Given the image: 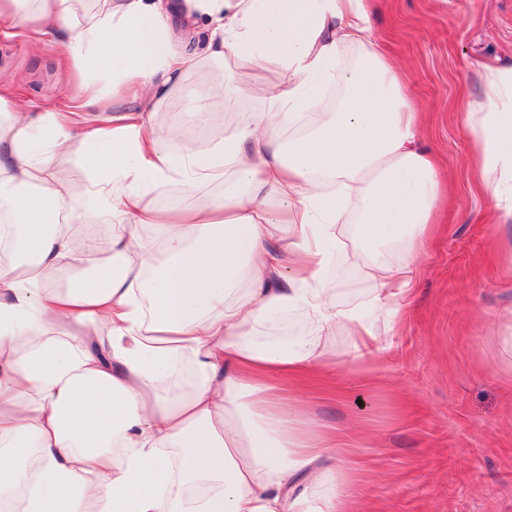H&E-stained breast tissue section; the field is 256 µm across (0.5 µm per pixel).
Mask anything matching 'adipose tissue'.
<instances>
[{
  "label": "adipose tissue",
  "mask_w": 512,
  "mask_h": 512,
  "mask_svg": "<svg viewBox=\"0 0 512 512\" xmlns=\"http://www.w3.org/2000/svg\"><path fill=\"white\" fill-rule=\"evenodd\" d=\"M0 20L57 38L83 79L63 110L0 95V508L349 512L350 479L318 466L330 440L295 430L277 381L334 384L339 328L355 358L381 350L448 187L367 0H0ZM194 64L201 123L231 94L267 108L167 151L153 118ZM269 66L280 81L257 84ZM465 124L510 223L512 65L485 66ZM342 255L367 305L337 302Z\"/></svg>",
  "instance_id": "ef3b65f1"
}]
</instances>
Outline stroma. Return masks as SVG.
<instances>
[{
    "label": "stroma",
    "instance_id": "1",
    "mask_svg": "<svg viewBox=\"0 0 512 512\" xmlns=\"http://www.w3.org/2000/svg\"><path fill=\"white\" fill-rule=\"evenodd\" d=\"M374 31L409 66L410 93L428 112L423 144L450 177L451 203L427 244L406 314L379 358L352 357L339 331L326 343L338 392L285 380L305 423L336 438L354 475L352 512H512V349L496 315L512 309V223L488 224L472 188L467 101L482 63L512 64V0H369ZM55 45L0 35V76L18 96L64 106L77 77ZM187 96L155 115L163 142L198 139Z\"/></svg>",
    "mask_w": 512,
    "mask_h": 512
}]
</instances>
